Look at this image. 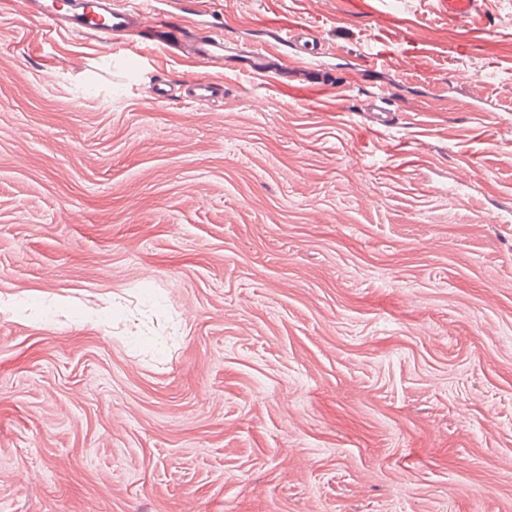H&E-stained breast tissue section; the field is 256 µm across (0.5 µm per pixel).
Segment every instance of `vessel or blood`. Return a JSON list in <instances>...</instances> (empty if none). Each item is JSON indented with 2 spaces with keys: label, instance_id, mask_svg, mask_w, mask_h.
Returning <instances> with one entry per match:
<instances>
[{
  "label": "vessel or blood",
  "instance_id": "obj_1",
  "mask_svg": "<svg viewBox=\"0 0 512 512\" xmlns=\"http://www.w3.org/2000/svg\"><path fill=\"white\" fill-rule=\"evenodd\" d=\"M167 2L143 0L142 7L136 8L130 6L128 0H20L26 14L44 21L49 37H75L93 43L126 34L145 17L151 20L147 33L162 32L168 18ZM319 41V36L304 24L281 29L278 34L279 44L301 47L302 61L306 64L314 59ZM193 50L196 59L208 63L222 61L224 37L212 33L195 38ZM271 59V52L262 46L250 49L238 65L252 75L263 77L272 70ZM221 92V84L203 73L187 81L183 96L194 103H207ZM363 119L368 129L379 131L390 127L393 112L385 98L373 96L365 105Z\"/></svg>",
  "mask_w": 512,
  "mask_h": 512
}]
</instances>
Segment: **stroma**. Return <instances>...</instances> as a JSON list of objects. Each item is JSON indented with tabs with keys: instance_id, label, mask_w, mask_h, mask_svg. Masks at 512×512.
Here are the masks:
<instances>
[{
	"instance_id": "1",
	"label": "stroma",
	"mask_w": 512,
	"mask_h": 512,
	"mask_svg": "<svg viewBox=\"0 0 512 512\" xmlns=\"http://www.w3.org/2000/svg\"><path fill=\"white\" fill-rule=\"evenodd\" d=\"M203 6L220 65L0 0V512H512V0ZM283 23L311 101L233 66ZM279 45H294L300 46L303 56H300L302 62L310 65L315 53H317V46L320 43V37L305 24H294L288 28L281 29L277 33ZM185 86L183 98L193 103L211 102L223 91V86L206 73L191 78ZM383 97L371 96L363 110L365 125L370 130L380 131L391 127L394 111Z\"/></svg>"
}]
</instances>
